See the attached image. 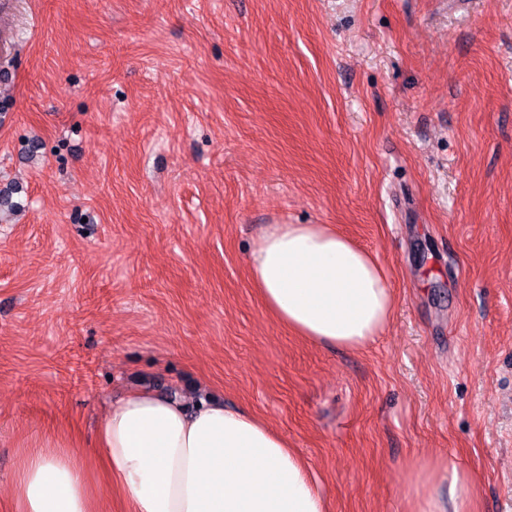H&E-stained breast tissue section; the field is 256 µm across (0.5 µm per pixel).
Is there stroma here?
Masks as SVG:
<instances>
[{"mask_svg": "<svg viewBox=\"0 0 512 512\" xmlns=\"http://www.w3.org/2000/svg\"><path fill=\"white\" fill-rule=\"evenodd\" d=\"M38 23L30 34L28 18ZM0 97V512L135 389L246 408L332 512L425 457L512 512V0H19ZM269 224H331L396 297L359 351L268 313Z\"/></svg>", "mask_w": 512, "mask_h": 512, "instance_id": "1", "label": "stroma"}]
</instances>
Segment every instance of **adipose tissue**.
<instances>
[{
	"mask_svg": "<svg viewBox=\"0 0 512 512\" xmlns=\"http://www.w3.org/2000/svg\"><path fill=\"white\" fill-rule=\"evenodd\" d=\"M249 275L265 307L314 345L357 350L390 323L395 297L367 251L329 224H272ZM103 470L129 512H328L326 495L287 438L243 408L195 407L148 390L112 402L95 441ZM78 448L31 452L20 468V512H96L97 487ZM413 512H473L470 480L447 460Z\"/></svg>",
	"mask_w": 512,
	"mask_h": 512,
	"instance_id": "1",
	"label": "adipose tissue"
}]
</instances>
